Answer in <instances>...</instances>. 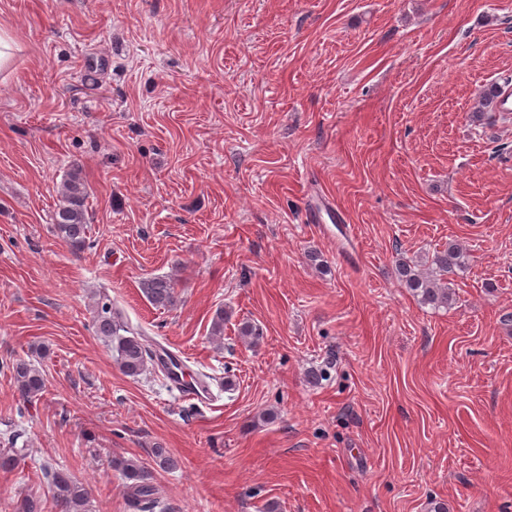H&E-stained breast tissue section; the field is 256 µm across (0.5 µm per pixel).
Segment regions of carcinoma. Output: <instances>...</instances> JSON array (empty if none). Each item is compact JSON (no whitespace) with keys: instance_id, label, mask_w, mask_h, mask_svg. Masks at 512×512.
I'll use <instances>...</instances> for the list:
<instances>
[{"instance_id":"obj_1","label":"carcinoma","mask_w":512,"mask_h":512,"mask_svg":"<svg viewBox=\"0 0 512 512\" xmlns=\"http://www.w3.org/2000/svg\"><path fill=\"white\" fill-rule=\"evenodd\" d=\"M502 89L496 84L487 85L482 93L478 112L492 107ZM88 187L81 172L74 168L61 184L59 205L54 212L53 228L57 237L72 249L81 250L86 245L89 226L86 217ZM464 252L456 244L437 251L428 260V267L420 268L419 262L403 256L396 257L395 275L422 305L434 309L446 308L453 301L454 292L449 287L448 274L463 265ZM148 301L157 308L170 309L177 303L175 281L170 277L149 280L144 288ZM97 336L114 352L120 371L137 377L153 361L150 347L141 334L123 319L121 310L110 299L96 302L93 316ZM20 395L30 400L45 389L43 373L31 362L18 360L12 365ZM116 468L125 481V491L133 512H155L160 506L157 488L153 483L154 472L177 469L178 461L168 449L158 445L151 450L150 461L128 458L115 461ZM53 500L57 512H88L89 491L68 473L61 470L48 472Z\"/></svg>"}]
</instances>
